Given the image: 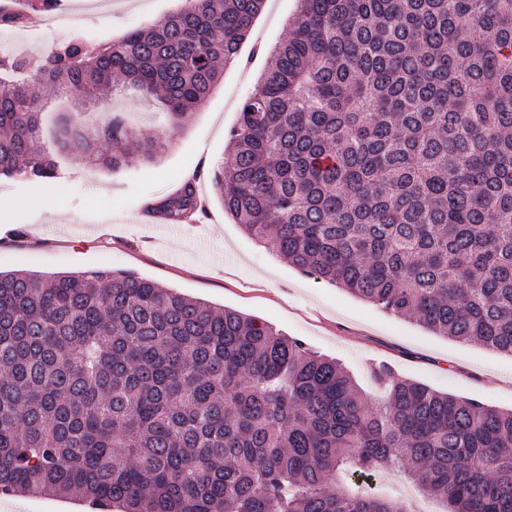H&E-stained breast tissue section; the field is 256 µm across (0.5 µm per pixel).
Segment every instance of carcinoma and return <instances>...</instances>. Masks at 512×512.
<instances>
[{"label": "carcinoma", "mask_w": 512, "mask_h": 512, "mask_svg": "<svg viewBox=\"0 0 512 512\" xmlns=\"http://www.w3.org/2000/svg\"><path fill=\"white\" fill-rule=\"evenodd\" d=\"M265 4L183 0L108 43L0 47V179L58 178L37 146L45 85L84 105L131 88L176 124ZM165 142L87 109L57 150L114 171ZM209 176L289 265L512 355V0H299ZM150 209L201 213L196 177ZM374 376L379 406L302 340L129 271L0 272V493L101 512H413L342 485L400 469L448 512H512V410Z\"/></svg>", "instance_id": "obj_1"}]
</instances>
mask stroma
Listing matches in <instances>:
<instances>
[{"label": "stroma", "instance_id": "obj_1", "mask_svg": "<svg viewBox=\"0 0 512 512\" xmlns=\"http://www.w3.org/2000/svg\"><path fill=\"white\" fill-rule=\"evenodd\" d=\"M181 0H60L38 22L0 33V46L24 56L82 34L108 42L166 16ZM298 0H267L217 87L181 125L168 128L169 146L153 159L130 157L120 171L60 161L61 177L44 187L19 176L0 182V270L45 273L121 269L216 306L271 323L315 351L341 360L370 402L383 385L373 367L391 366L408 378L460 397L512 409V355L435 335L415 320L394 316L343 289L305 276L257 243L224 213L209 180L200 194L208 214L197 223L160 233L141 215L142 202L225 152L242 99L264 72L272 48L287 35ZM104 115L120 114L132 134L164 125L161 104L134 90L118 93ZM377 495L414 499L419 512H447L444 501L423 497L396 472L373 475ZM0 512H89L81 500L44 495L0 496Z\"/></svg>", "mask_w": 512, "mask_h": 512}]
</instances>
